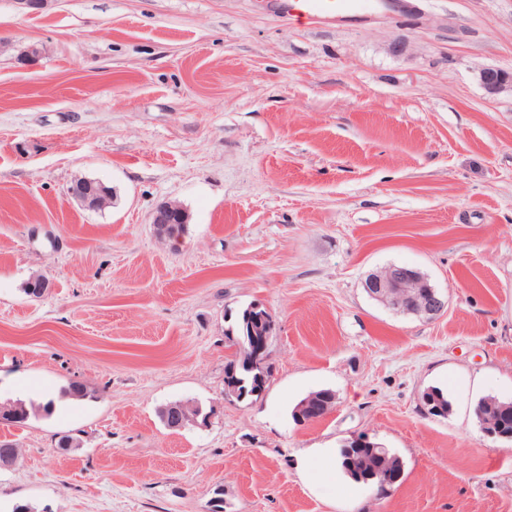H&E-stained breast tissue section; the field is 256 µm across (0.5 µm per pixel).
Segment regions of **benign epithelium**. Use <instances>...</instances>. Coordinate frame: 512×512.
<instances>
[{"label": "benign epithelium", "instance_id": "obj_1", "mask_svg": "<svg viewBox=\"0 0 512 512\" xmlns=\"http://www.w3.org/2000/svg\"><path fill=\"white\" fill-rule=\"evenodd\" d=\"M480 78L490 93L512 89V75L502 70L487 68ZM67 194L90 210L101 211L107 206L105 185L99 180L78 179L69 185ZM188 220L184 208L167 203L157 209L153 223L186 224ZM363 287L371 298L398 313L433 319L446 308L444 297L419 272L406 266L390 265L373 272L365 278Z\"/></svg>", "mask_w": 512, "mask_h": 512}]
</instances>
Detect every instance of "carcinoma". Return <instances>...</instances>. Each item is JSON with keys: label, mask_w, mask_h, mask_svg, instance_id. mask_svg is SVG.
Segmentation results:
<instances>
[{"label": "carcinoma", "mask_w": 512, "mask_h": 512, "mask_svg": "<svg viewBox=\"0 0 512 512\" xmlns=\"http://www.w3.org/2000/svg\"><path fill=\"white\" fill-rule=\"evenodd\" d=\"M264 309L256 310L248 305L237 316L232 336L237 346L236 358L229 361L224 367V393L230 394L239 391L244 398L255 396L265 389L270 376L269 367L254 362L248 350V340L261 332L259 322L260 313ZM423 401L427 402L430 414L437 417H446L451 412V402L447 393L440 387H431L423 394ZM56 408L55 401L50 399L42 404L32 401L16 399L0 405V421L9 424L23 425L31 415L43 413L50 416ZM478 426L482 431H496L502 434H512V402H501L494 398L481 399L474 408ZM205 412L199 404L175 402L165 405L159 411L162 423L171 430L181 428V422L190 421L196 416H203ZM388 456L392 462L403 464L401 458L388 448H381L375 442L358 443L350 438L341 446L339 457L340 468L346 476L356 483H373L386 491L390 486L382 485L374 479V471L385 466L383 456Z\"/></svg>", "instance_id": "carcinoma-1"}]
</instances>
